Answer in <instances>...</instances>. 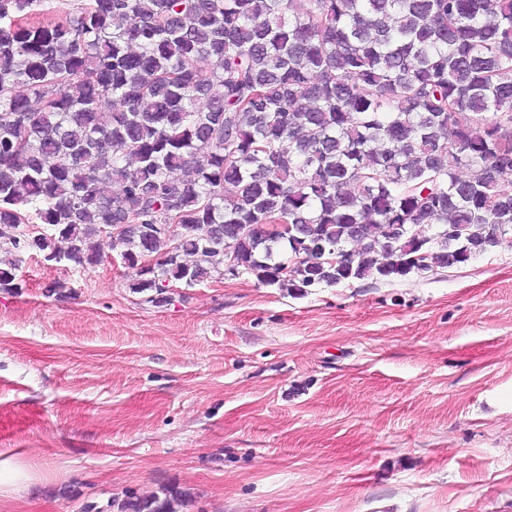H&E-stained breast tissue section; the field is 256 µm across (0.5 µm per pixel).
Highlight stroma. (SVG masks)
Returning a JSON list of instances; mask_svg holds the SVG:
<instances>
[{"label": "stroma", "instance_id": "1", "mask_svg": "<svg viewBox=\"0 0 512 512\" xmlns=\"http://www.w3.org/2000/svg\"><path fill=\"white\" fill-rule=\"evenodd\" d=\"M124 249L86 269L21 254V293L0 291L10 512L163 486L189 512H512V245L305 296L178 283L160 307Z\"/></svg>", "mask_w": 512, "mask_h": 512}]
</instances>
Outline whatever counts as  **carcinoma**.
Returning <instances> with one entry per match:
<instances>
[{
	"mask_svg": "<svg viewBox=\"0 0 512 512\" xmlns=\"http://www.w3.org/2000/svg\"><path fill=\"white\" fill-rule=\"evenodd\" d=\"M40 2L0 0V291L20 252L100 264L112 224L156 306L228 249L304 296L512 238V0H86L31 23Z\"/></svg>",
	"mask_w": 512,
	"mask_h": 512,
	"instance_id": "carcinoma-1",
	"label": "carcinoma"
}]
</instances>
